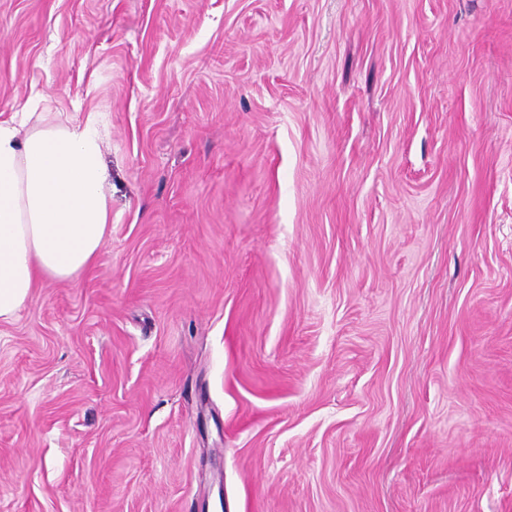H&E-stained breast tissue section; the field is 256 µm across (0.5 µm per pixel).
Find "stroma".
<instances>
[{"label": "stroma", "mask_w": 512, "mask_h": 512, "mask_svg": "<svg viewBox=\"0 0 512 512\" xmlns=\"http://www.w3.org/2000/svg\"><path fill=\"white\" fill-rule=\"evenodd\" d=\"M15 112L112 228L0 321V512H512V0H0Z\"/></svg>", "instance_id": "stroma-1"}]
</instances>
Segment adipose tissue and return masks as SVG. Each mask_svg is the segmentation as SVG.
Instances as JSON below:
<instances>
[{"label":"adipose tissue","instance_id":"1","mask_svg":"<svg viewBox=\"0 0 512 512\" xmlns=\"http://www.w3.org/2000/svg\"><path fill=\"white\" fill-rule=\"evenodd\" d=\"M111 224L97 113L56 125L29 112L0 119V320L39 284L93 267Z\"/></svg>","mask_w":512,"mask_h":512}]
</instances>
